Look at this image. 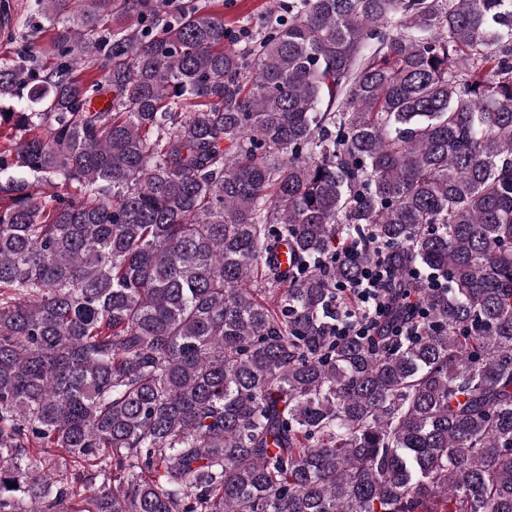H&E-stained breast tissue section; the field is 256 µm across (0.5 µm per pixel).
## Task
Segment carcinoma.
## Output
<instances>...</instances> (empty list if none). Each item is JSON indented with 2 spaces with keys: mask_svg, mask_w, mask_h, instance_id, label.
<instances>
[{
  "mask_svg": "<svg viewBox=\"0 0 512 512\" xmlns=\"http://www.w3.org/2000/svg\"><path fill=\"white\" fill-rule=\"evenodd\" d=\"M35 2L0 512H512V0H288L245 47L197 0ZM387 265L447 287L334 335Z\"/></svg>",
  "mask_w": 512,
  "mask_h": 512,
  "instance_id": "obj_1",
  "label": "carcinoma"
}]
</instances>
